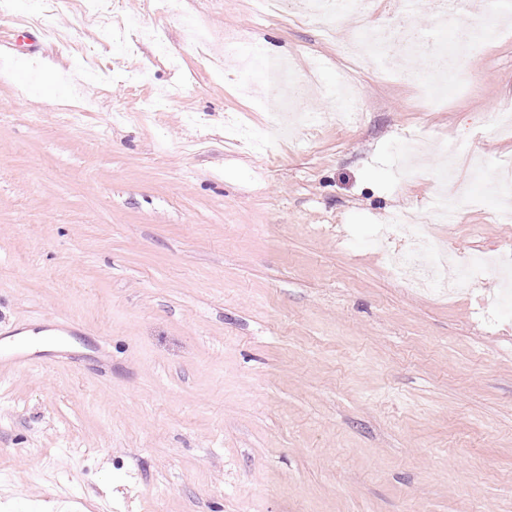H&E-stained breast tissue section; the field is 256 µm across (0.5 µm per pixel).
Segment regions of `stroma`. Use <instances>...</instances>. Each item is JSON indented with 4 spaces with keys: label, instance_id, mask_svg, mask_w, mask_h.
Here are the masks:
<instances>
[{
    "label": "stroma",
    "instance_id": "35a3bbf8",
    "mask_svg": "<svg viewBox=\"0 0 512 512\" xmlns=\"http://www.w3.org/2000/svg\"><path fill=\"white\" fill-rule=\"evenodd\" d=\"M155 2L118 0L123 42L84 0L0 19L30 21L0 49V335L42 360L0 370V512H512V306L495 276L418 289L383 255L411 249L406 214L464 253L512 241L492 188L512 23L467 51L433 0H350L331 40L306 0ZM388 20L422 44L398 79L357 74L361 122L267 136L255 47L318 68L303 106L330 113L337 42ZM437 54L468 65L438 75ZM460 144L483 205L448 225L432 204Z\"/></svg>",
    "mask_w": 512,
    "mask_h": 512
}]
</instances>
